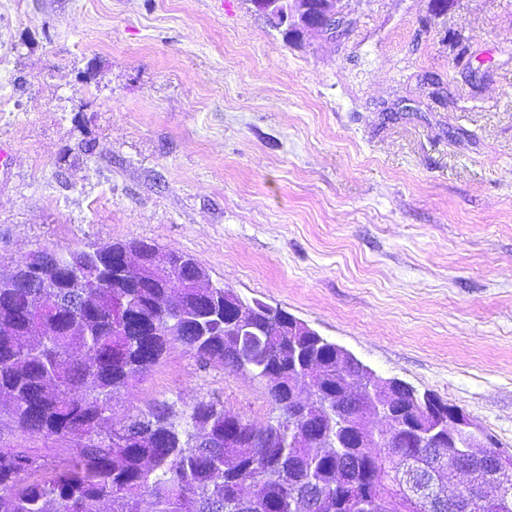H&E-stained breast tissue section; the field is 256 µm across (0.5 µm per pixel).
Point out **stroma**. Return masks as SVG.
Returning <instances> with one entry per match:
<instances>
[{
  "mask_svg": "<svg viewBox=\"0 0 512 512\" xmlns=\"http://www.w3.org/2000/svg\"><path fill=\"white\" fill-rule=\"evenodd\" d=\"M288 42L248 0H0V271L145 240L461 407L512 450V0H345ZM477 57L470 89L444 38ZM264 389L172 348L112 419ZM52 468L64 439L0 426Z\"/></svg>",
  "mask_w": 512,
  "mask_h": 512,
  "instance_id": "35a3bbf8",
  "label": "stroma"
}]
</instances>
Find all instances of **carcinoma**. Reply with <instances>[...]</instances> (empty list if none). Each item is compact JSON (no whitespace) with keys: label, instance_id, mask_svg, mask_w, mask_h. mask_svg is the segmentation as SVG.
I'll use <instances>...</instances> for the list:
<instances>
[{"label":"carcinoma","instance_id":"1","mask_svg":"<svg viewBox=\"0 0 512 512\" xmlns=\"http://www.w3.org/2000/svg\"><path fill=\"white\" fill-rule=\"evenodd\" d=\"M127 244L109 242L95 257L103 286L73 293L70 283L88 264V254H57L38 288H20L26 265L0 279V418L22 432L67 438L69 457L53 469L36 465L24 452L0 449V512H141L149 498L153 512H354L346 500L336 505L343 485L375 473V500L368 512H401L405 488L401 476H424L423 498L409 512H437L436 504L459 493L444 481L457 447L418 448L400 438V453L352 448L338 427L336 395L351 378L348 365L336 363V349L314 351L320 399L307 425L288 414V394L264 390L271 417L256 428L224 407L200 401L179 413L161 403L145 413L112 424V395L146 377L175 345L192 352L201 365L219 363L249 373L261 384L280 371L288 384L289 350L301 337L288 335L277 321L259 324L251 334L228 336L202 295L176 283L128 284L114 275L112 252ZM172 265L189 278L197 263L170 250ZM188 261L181 262V259ZM51 306L45 333L34 336L24 322L29 306ZM181 306L179 334L171 307ZM312 439L298 440L304 427ZM474 492L491 489L475 512H512V471L503 474V494L487 479L479 459L466 460ZM314 491L326 506L313 511L300 495Z\"/></svg>","mask_w":512,"mask_h":512}]
</instances>
